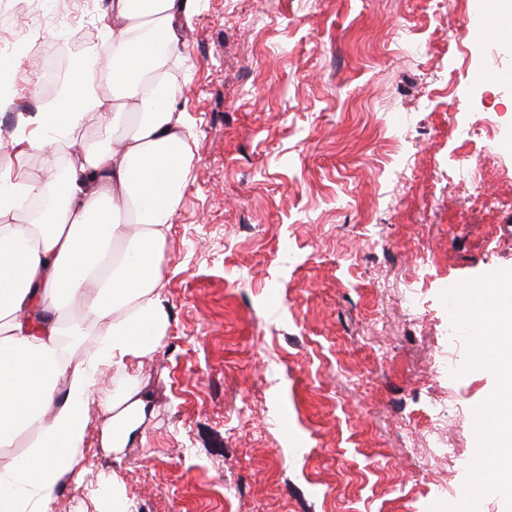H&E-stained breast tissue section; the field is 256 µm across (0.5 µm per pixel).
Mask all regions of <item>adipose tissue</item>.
I'll list each match as a JSON object with an SVG mask.
<instances>
[{"instance_id": "1", "label": "adipose tissue", "mask_w": 512, "mask_h": 512, "mask_svg": "<svg viewBox=\"0 0 512 512\" xmlns=\"http://www.w3.org/2000/svg\"><path fill=\"white\" fill-rule=\"evenodd\" d=\"M186 17V0H111L109 63L75 66L55 100L19 117L16 144L43 162L22 182L0 170V447L22 435L31 444L0 465V512H48L77 473L91 402L110 415L102 435L116 453L142 438L153 411L138 384L108 389L99 372L151 358L167 330L160 264L190 164L168 65ZM95 112L111 113L119 135L59 159L58 143ZM51 187L57 199L41 218L21 219ZM86 320L104 331L78 357L67 339Z\"/></svg>"}]
</instances>
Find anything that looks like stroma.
<instances>
[{
  "instance_id": "obj_1",
  "label": "stroma",
  "mask_w": 512,
  "mask_h": 512,
  "mask_svg": "<svg viewBox=\"0 0 512 512\" xmlns=\"http://www.w3.org/2000/svg\"><path fill=\"white\" fill-rule=\"evenodd\" d=\"M109 0H8L0 27L66 17L105 40ZM469 0H188L172 105L189 177L160 274L168 327L118 374L155 409L112 452L90 404L79 466L49 512H429L458 504L485 369L449 379L442 293L512 269V36ZM0 155L48 95L43 59L0 62ZM467 22L485 30L493 29L498 25L497 18L487 9L486 0H470Z\"/></svg>"
}]
</instances>
